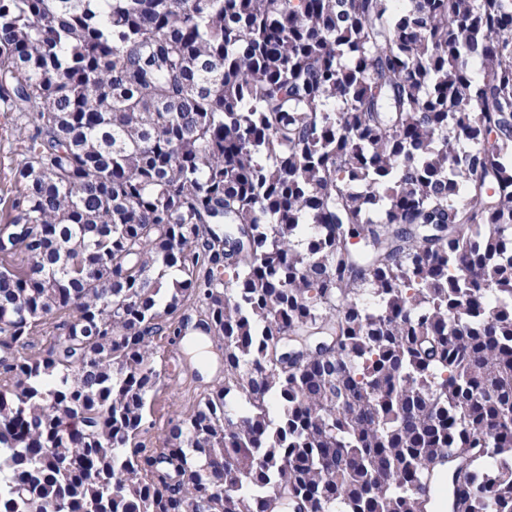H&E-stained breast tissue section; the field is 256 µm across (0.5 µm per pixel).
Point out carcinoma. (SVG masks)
I'll use <instances>...</instances> for the list:
<instances>
[{
	"label": "carcinoma",
	"mask_w": 512,
	"mask_h": 512,
	"mask_svg": "<svg viewBox=\"0 0 512 512\" xmlns=\"http://www.w3.org/2000/svg\"><path fill=\"white\" fill-rule=\"evenodd\" d=\"M0 112V512H512V0H0ZM0 112V187L6 190L11 186V167L15 165L12 153V137H10L11 116ZM2 128V129H1ZM206 318V309L205 305L198 300L189 301L178 314H176L173 318H168L169 322H175L179 324L185 325L187 330L186 333L192 330V327L200 321V319ZM196 326V325H195ZM194 326V328H195ZM59 320L48 317L43 320L39 327H37L34 335L32 336V347L29 351L39 352L47 349L50 344L56 341L60 336L59 331L56 330V324ZM183 336L164 330L153 339L152 367L157 386L146 410L139 441L147 451L159 452L166 445L171 427L189 413L208 393L224 384V343L219 337L208 341L199 358L212 355L200 364L183 350ZM207 350V351H206ZM461 483H453V490L451 493V501L449 508L454 509L457 502V489ZM437 482L434 475L430 472L426 475L418 489V510L422 512H445L448 508V491L446 492V508L438 509L435 507V492Z\"/></svg>",
	"instance_id": "cac0c4a2"
}]
</instances>
